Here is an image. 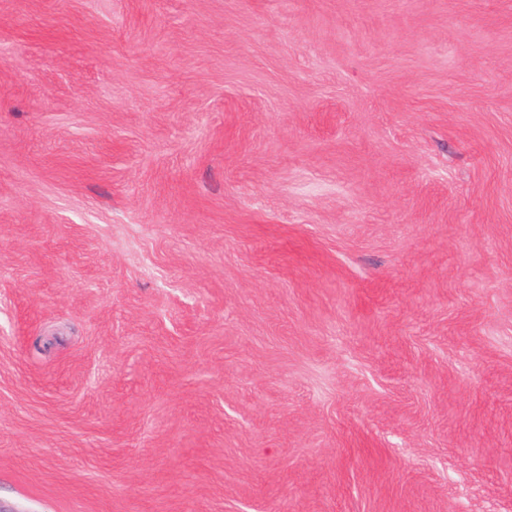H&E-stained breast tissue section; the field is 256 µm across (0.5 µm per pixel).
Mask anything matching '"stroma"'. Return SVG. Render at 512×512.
<instances>
[{"mask_svg": "<svg viewBox=\"0 0 512 512\" xmlns=\"http://www.w3.org/2000/svg\"><path fill=\"white\" fill-rule=\"evenodd\" d=\"M0 512H512V0H0Z\"/></svg>", "mask_w": 512, "mask_h": 512, "instance_id": "1", "label": "stroma"}]
</instances>
